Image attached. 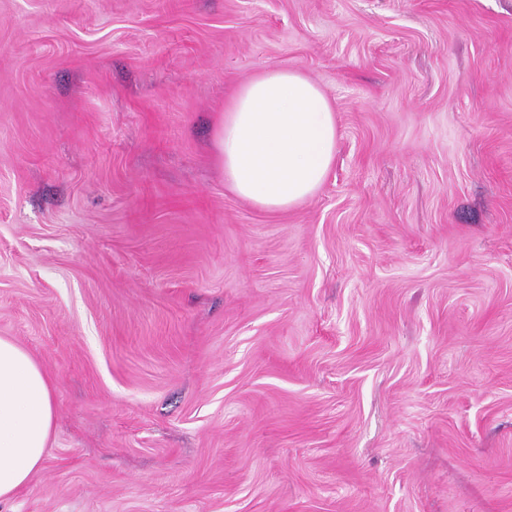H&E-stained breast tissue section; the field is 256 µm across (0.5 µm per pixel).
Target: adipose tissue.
<instances>
[{"label": "adipose tissue", "instance_id": "obj_1", "mask_svg": "<svg viewBox=\"0 0 512 512\" xmlns=\"http://www.w3.org/2000/svg\"><path fill=\"white\" fill-rule=\"evenodd\" d=\"M232 190L268 211L289 209L323 183L336 154V117L320 88L277 70L235 90L215 134ZM55 422L53 382L23 348L0 337V504L41 468Z\"/></svg>", "mask_w": 512, "mask_h": 512}]
</instances>
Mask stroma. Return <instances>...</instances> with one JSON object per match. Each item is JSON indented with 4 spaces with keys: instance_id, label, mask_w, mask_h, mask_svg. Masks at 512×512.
<instances>
[{
    "instance_id": "stroma-1",
    "label": "stroma",
    "mask_w": 512,
    "mask_h": 512,
    "mask_svg": "<svg viewBox=\"0 0 512 512\" xmlns=\"http://www.w3.org/2000/svg\"><path fill=\"white\" fill-rule=\"evenodd\" d=\"M269 70L336 116L274 212L214 147ZM0 337V512H512V0H0ZM53 388L28 352L0 337V504L45 460L55 422Z\"/></svg>"
}]
</instances>
